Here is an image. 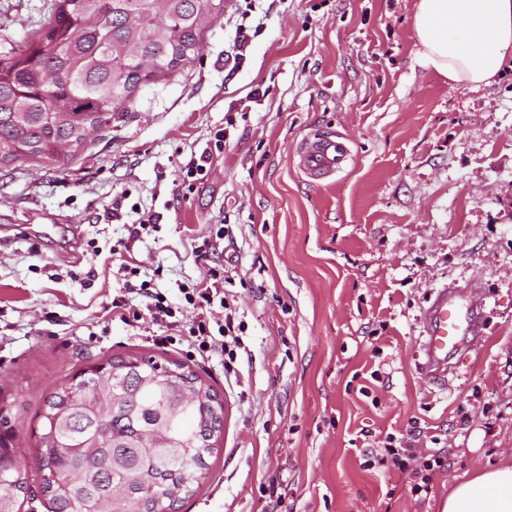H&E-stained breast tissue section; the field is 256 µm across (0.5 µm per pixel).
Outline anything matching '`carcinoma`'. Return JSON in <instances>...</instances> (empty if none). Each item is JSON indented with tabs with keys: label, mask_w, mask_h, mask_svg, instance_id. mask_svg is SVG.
<instances>
[{
	"label": "carcinoma",
	"mask_w": 512,
	"mask_h": 512,
	"mask_svg": "<svg viewBox=\"0 0 512 512\" xmlns=\"http://www.w3.org/2000/svg\"><path fill=\"white\" fill-rule=\"evenodd\" d=\"M224 0H55L37 39L0 52V168L19 158L70 163L85 131L127 112L151 78L199 56L201 18ZM183 365L114 357L44 400L33 473L0 441V500L31 498L42 479L49 512H174L216 451L224 405ZM159 435L179 444L146 448Z\"/></svg>",
	"instance_id": "cac0c4a2"
}]
</instances>
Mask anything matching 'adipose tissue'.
Listing matches in <instances>:
<instances>
[{
    "label": "adipose tissue",
    "mask_w": 512,
    "mask_h": 512,
    "mask_svg": "<svg viewBox=\"0 0 512 512\" xmlns=\"http://www.w3.org/2000/svg\"><path fill=\"white\" fill-rule=\"evenodd\" d=\"M422 66L477 90L512 70V0H415ZM443 512H512V465L459 482Z\"/></svg>",
    "instance_id": "obj_1"
}]
</instances>
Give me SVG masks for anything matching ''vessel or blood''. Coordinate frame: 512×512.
<instances>
[{
    "label": "vessel or blood",
    "instance_id": "vessel-or-blood-1",
    "mask_svg": "<svg viewBox=\"0 0 512 512\" xmlns=\"http://www.w3.org/2000/svg\"><path fill=\"white\" fill-rule=\"evenodd\" d=\"M350 159L346 140L317 134L306 140L298 153L300 170L312 179H327L343 171ZM485 298L475 288L454 286L438 289L423 312V334L419 346V373L426 381L447 385L455 362L482 339L481 310Z\"/></svg>",
    "mask_w": 512,
    "mask_h": 512
}]
</instances>
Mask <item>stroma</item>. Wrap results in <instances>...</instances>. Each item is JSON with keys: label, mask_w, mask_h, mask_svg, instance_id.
Instances as JSON below:
<instances>
[{"label": "stroma", "mask_w": 512, "mask_h": 512, "mask_svg": "<svg viewBox=\"0 0 512 512\" xmlns=\"http://www.w3.org/2000/svg\"><path fill=\"white\" fill-rule=\"evenodd\" d=\"M51 3L0 0V50L38 34ZM224 3L195 62L146 87L74 162L0 169L6 443L31 460L54 388L149 357L187 366L224 404L217 452L179 512H264L273 486L278 512H441L458 482L512 462V73L474 92L421 67L414 0ZM315 133L351 146L335 177L298 168ZM205 151L208 176L187 184ZM144 212L157 222L131 253L140 279L175 302L211 266L233 277L236 377L153 347L160 326L104 322L118 280L94 251ZM219 230L196 257L191 241ZM452 284L484 289L487 305L481 343L443 388L416 358L429 296ZM412 429L415 447L448 456L421 500L362 465L368 445Z\"/></svg>", "instance_id": "obj_1"}]
</instances>
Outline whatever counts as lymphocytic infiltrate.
Returning <instances> with one entry per match:
<instances>
[{
  "label": "lymphocytic infiltrate",
  "mask_w": 512,
  "mask_h": 512,
  "mask_svg": "<svg viewBox=\"0 0 512 512\" xmlns=\"http://www.w3.org/2000/svg\"><path fill=\"white\" fill-rule=\"evenodd\" d=\"M150 215H141L128 228V237L119 247L110 248V257L118 258L117 273L124 282L119 295L113 296L111 312L120 321L149 317L157 325L168 328L165 336L153 337L154 346L166 349L188 342L200 359L218 360L225 373L235 371L242 348L244 324L238 321L223 267L208 268L206 274L182 291L181 302L152 290L147 283L132 285L139 270L125 260L123 253L141 239L143 231L153 224ZM364 465L369 469L392 471L404 478L412 496L425 498L431 492L437 472L447 468L448 460L441 451L414 448L410 441L386 436L380 446L369 449Z\"/></svg>",
  "instance_id": "obj_1"
}]
</instances>
